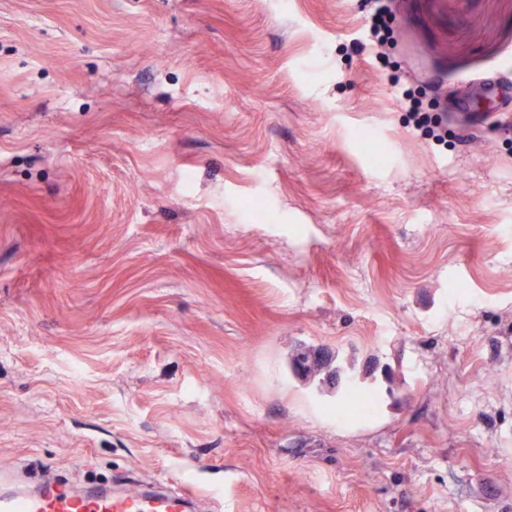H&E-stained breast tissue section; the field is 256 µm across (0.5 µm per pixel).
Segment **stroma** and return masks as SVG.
Segmentation results:
<instances>
[{"label": "stroma", "instance_id": "1", "mask_svg": "<svg viewBox=\"0 0 512 512\" xmlns=\"http://www.w3.org/2000/svg\"><path fill=\"white\" fill-rule=\"evenodd\" d=\"M386 4L0 0V467L512 512V0Z\"/></svg>", "mask_w": 512, "mask_h": 512}]
</instances>
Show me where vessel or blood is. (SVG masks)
Masks as SVG:
<instances>
[{"mask_svg": "<svg viewBox=\"0 0 512 512\" xmlns=\"http://www.w3.org/2000/svg\"><path fill=\"white\" fill-rule=\"evenodd\" d=\"M196 494L185 484L179 494L161 491L115 493L111 487L88 485L72 489L46 479L34 483L0 472V512H184Z\"/></svg>", "mask_w": 512, "mask_h": 512, "instance_id": "b4317fda", "label": "vessel or blood"}]
</instances>
